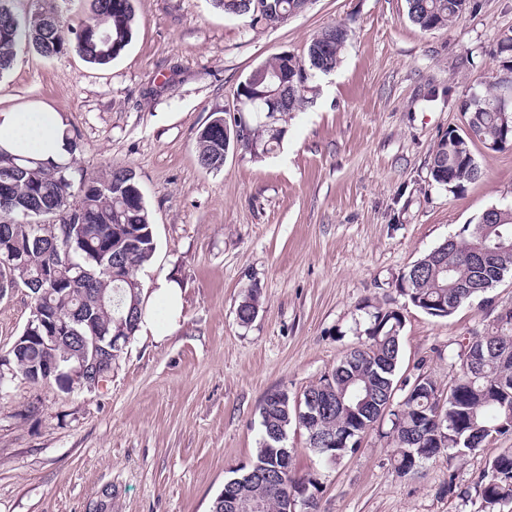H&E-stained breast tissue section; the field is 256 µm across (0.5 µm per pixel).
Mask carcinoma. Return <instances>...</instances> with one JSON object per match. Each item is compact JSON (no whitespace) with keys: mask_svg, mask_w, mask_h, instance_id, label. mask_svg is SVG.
I'll list each match as a JSON object with an SVG mask.
<instances>
[{"mask_svg":"<svg viewBox=\"0 0 512 512\" xmlns=\"http://www.w3.org/2000/svg\"><path fill=\"white\" fill-rule=\"evenodd\" d=\"M15 0H0V75L8 71L17 48L23 42L45 57L67 49L74 50L86 62L107 65L119 57L131 43L136 14L133 0H87L94 21L69 38L63 6L73 0H38L33 9L21 15ZM409 20L422 30L451 25L472 0H406ZM302 8V0H248L244 15L251 21L270 27L282 24V15ZM329 26L309 43L306 55L292 60L279 54L264 63L271 74L293 75L292 66H305L306 85L320 75L334 71L347 40L336 41L331 52L321 50L322 37ZM496 51L499 62V86L509 88L505 75H512V30L504 32ZM512 111L505 96H481L476 93L461 101L471 125L484 141L497 145L503 138L502 109ZM224 110L213 111L199 131L196 148L199 164L207 170L224 166ZM251 138L272 153L282 142L286 127L282 119L271 120L257 109L250 119ZM432 180L452 191L481 177L482 170L469 140L453 141L444 136L435 145L429 166ZM12 186L11 196L0 201V278L4 287L26 288L38 295L34 303L69 327L68 337L57 339L52 325L39 330L42 341H33L11 360L15 373L26 375L36 366L69 364L84 357L91 359L98 337L116 329L124 319L127 331L135 333L143 314V287L135 272L148 263L156 251L150 213L136 174L127 168H113L105 176L85 179L69 161L40 162L8 154L0 148V183ZM501 223L476 222L469 236L455 239L448 253V271L442 273L419 258L416 272L400 278V292L411 304L434 317H448L472 296L487 291L512 273V251L505 252L493 264H482L478 246L512 245V203L498 206ZM55 225V232L45 225ZM258 299L248 295L237 308L243 324L258 313ZM402 319L393 307L376 306L368 313L364 329L367 343L350 351L318 383L304 390L307 395L323 396L326 412L316 431L337 437L332 451L322 452L308 445L313 453L343 456L348 448L338 435L352 428L361 435L377 423L378 408L355 419L347 407L355 406L351 394L359 389L376 395L385 386L396 388L400 359ZM475 346L490 348L498 354L489 357L480 373L460 366V374L443 394L436 381L422 373L409 384L399 412L389 411L392 426L389 438L394 446V464L403 476L415 471L417 463L436 458L449 448L459 452L473 450L488 439L485 430L500 425V434L512 431V318H496V327L471 338ZM439 415L443 428L428 427V418ZM262 438L255 458L242 475L227 481L215 498L212 512L224 510V496L230 492L263 499L265 512H285L286 491L293 487L287 475L280 486L272 488L254 478L255 471L274 469L278 457L287 455L284 445L288 429L299 426L297 403L288 393L281 399L266 398L260 407ZM485 508L490 510L512 498V448H504L490 460L478 478Z\"/></svg>","mask_w":512,"mask_h":512,"instance_id":"carcinoma-1","label":"carcinoma"}]
</instances>
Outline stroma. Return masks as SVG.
<instances>
[{
	"label": "stroma",
	"instance_id": "1",
	"mask_svg": "<svg viewBox=\"0 0 512 512\" xmlns=\"http://www.w3.org/2000/svg\"><path fill=\"white\" fill-rule=\"evenodd\" d=\"M475 2L424 31L406 0H311L274 28L211 0H134L133 39L110 64L18 49L0 110L59 112L86 177L131 168L157 242L136 276L147 292L177 278L184 293L178 328L133 336L98 390L19 377L0 387V512H89L106 488L112 512H211L256 454L264 399L317 383L364 342L376 305L403 314L396 397L420 373L447 388L470 338L512 310V274L445 318L398 287L418 258L512 202V146L476 147L482 176L463 191L429 176L436 143L463 125L461 100L497 91L512 0ZM338 23L350 31L341 62L317 78L277 151L257 161L232 150L221 170L202 168L196 137L211 112L232 105L254 67L304 57ZM253 291L259 311L244 325L237 307ZM32 306L23 288L0 299V352ZM390 426L382 419L336 463L289 430L291 474L317 479L320 512H485L475 483L512 433L403 477Z\"/></svg>",
	"mask_w": 512,
	"mask_h": 512
}]
</instances>
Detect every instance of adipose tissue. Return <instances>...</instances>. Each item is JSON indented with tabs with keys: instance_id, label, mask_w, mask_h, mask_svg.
<instances>
[{
	"instance_id": "adipose-tissue-1",
	"label": "adipose tissue",
	"mask_w": 512,
	"mask_h": 512,
	"mask_svg": "<svg viewBox=\"0 0 512 512\" xmlns=\"http://www.w3.org/2000/svg\"><path fill=\"white\" fill-rule=\"evenodd\" d=\"M62 116L47 107L0 111V149L13 155L57 161L68 155Z\"/></svg>"
}]
</instances>
